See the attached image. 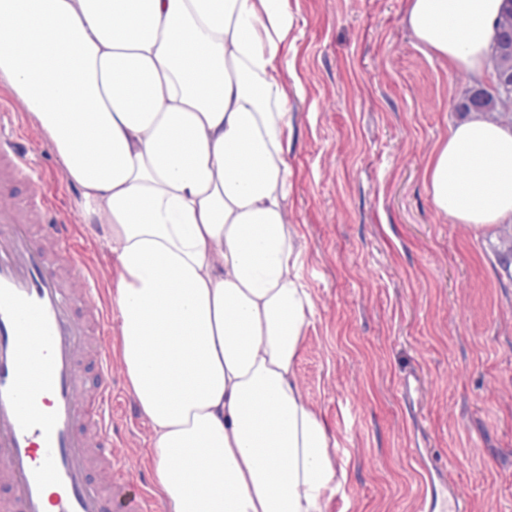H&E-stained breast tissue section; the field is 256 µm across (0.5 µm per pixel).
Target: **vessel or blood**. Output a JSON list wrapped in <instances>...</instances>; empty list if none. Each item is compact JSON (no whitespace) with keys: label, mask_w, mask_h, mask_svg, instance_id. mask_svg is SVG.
I'll list each match as a JSON object with an SVG mask.
<instances>
[{"label":"vessel or blood","mask_w":512,"mask_h":512,"mask_svg":"<svg viewBox=\"0 0 512 512\" xmlns=\"http://www.w3.org/2000/svg\"><path fill=\"white\" fill-rule=\"evenodd\" d=\"M16 110L0 102V184L26 181L28 196L0 197V512H155L117 467L112 448V328L101 284L87 271L73 227L39 184L38 151L25 148ZM85 319L72 317L74 302ZM95 352L99 383L87 390L80 360ZM112 471L109 492L88 470ZM422 495L420 512H443L448 480Z\"/></svg>","instance_id":"obj_1"}]
</instances>
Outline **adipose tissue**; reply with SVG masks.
<instances>
[{"instance_id":"obj_1","label":"adipose tissue","mask_w":512,"mask_h":512,"mask_svg":"<svg viewBox=\"0 0 512 512\" xmlns=\"http://www.w3.org/2000/svg\"><path fill=\"white\" fill-rule=\"evenodd\" d=\"M502 0H410L424 54L487 72ZM285 0H0V82L115 259L131 392L168 512H326L341 477L296 377L310 296L286 224ZM424 183L512 224V124L448 127Z\"/></svg>"}]
</instances>
